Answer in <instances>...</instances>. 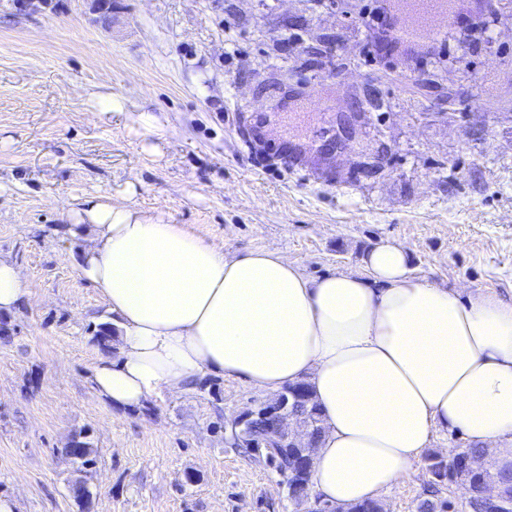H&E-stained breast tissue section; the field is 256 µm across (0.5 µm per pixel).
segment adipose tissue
Instances as JSON below:
<instances>
[{
	"mask_svg": "<svg viewBox=\"0 0 512 512\" xmlns=\"http://www.w3.org/2000/svg\"><path fill=\"white\" fill-rule=\"evenodd\" d=\"M79 268L118 336L90 383L114 408L185 393L205 375L262 393L306 384L325 432L311 492L338 505L377 499L419 460L436 429L512 476V300L460 293L410 274L386 239L356 270L308 278L267 250L228 253L180 224L92 198Z\"/></svg>",
	"mask_w": 512,
	"mask_h": 512,
	"instance_id": "adipose-tissue-1",
	"label": "adipose tissue"
}]
</instances>
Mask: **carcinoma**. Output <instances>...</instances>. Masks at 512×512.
I'll return each instance as SVG.
<instances>
[{"mask_svg": "<svg viewBox=\"0 0 512 512\" xmlns=\"http://www.w3.org/2000/svg\"><path fill=\"white\" fill-rule=\"evenodd\" d=\"M283 392L291 398L289 413L308 437V442L302 452L304 455L312 457L324 432L320 409L313 402L309 389L304 384L286 385L283 387ZM265 410L266 407L262 404L248 410L247 420L241 433L229 437L228 443L231 447L272 466L283 478L289 498L300 502L310 495L311 468H302L297 464L293 458L294 449L292 448H278L265 455L257 454L256 449L252 448L253 443L260 441L268 434L271 419L266 417ZM65 453L79 463L82 472H89L96 464V451L88 442L74 441L65 449ZM456 458L457 455L454 453H450L446 457L438 453L427 456L426 461H428V467L432 469L434 478L430 484L429 497L419 501L417 512H442L443 507L448 504V501L443 499V494L449 488V483L439 477V470L442 469L446 472L452 470Z\"/></svg>", "mask_w": 512, "mask_h": 512, "instance_id": "obj_1", "label": "carcinoma"}]
</instances>
